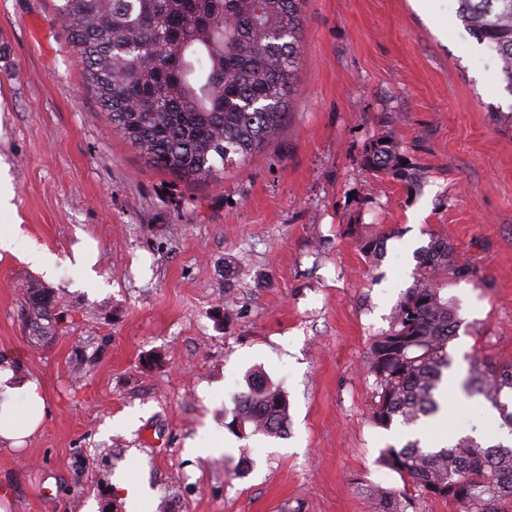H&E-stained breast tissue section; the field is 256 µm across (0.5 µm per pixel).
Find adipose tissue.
<instances>
[{"label":"adipose tissue","instance_id":"1","mask_svg":"<svg viewBox=\"0 0 512 512\" xmlns=\"http://www.w3.org/2000/svg\"><path fill=\"white\" fill-rule=\"evenodd\" d=\"M0 250L24 252L27 261L45 277L56 271V256L27 240L18 225H0ZM46 411L47 400L39 381L25 375L17 361L0 358V444L20 447L40 428Z\"/></svg>","mask_w":512,"mask_h":512}]
</instances>
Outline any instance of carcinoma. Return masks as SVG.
<instances>
[{
    "instance_id": "1",
    "label": "carcinoma",
    "mask_w": 512,
    "mask_h": 512,
    "mask_svg": "<svg viewBox=\"0 0 512 512\" xmlns=\"http://www.w3.org/2000/svg\"><path fill=\"white\" fill-rule=\"evenodd\" d=\"M71 43L86 64L91 90L112 130L148 162L185 183L212 182L264 149L288 120L300 62L305 0H52ZM456 16L498 55L500 77L512 93V0H456ZM392 147L374 144L368 163H393ZM466 278L448 241L422 249L414 282L396 304L389 328L369 345L372 420L405 426L436 414L448 343L458 327L442 293L444 276ZM22 304L30 340L52 339L54 292L27 285ZM512 391V363L477 351L465 390L483 396L512 422L502 401ZM284 390L261 374L232 411L241 438L280 437L288 426ZM381 462L400 474L405 490H377L376 512H404L408 489L450 501L458 512H507L512 506V448L472 438L438 449L409 440L382 450Z\"/></svg>"
}]
</instances>
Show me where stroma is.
I'll list each match as a JSON object with an SVG mask.
<instances>
[{"instance_id": "35a3bbf8", "label": "stroma", "mask_w": 512, "mask_h": 512, "mask_svg": "<svg viewBox=\"0 0 512 512\" xmlns=\"http://www.w3.org/2000/svg\"><path fill=\"white\" fill-rule=\"evenodd\" d=\"M454 0H305L302 63L279 137L222 180L173 179L113 132L51 0H0V188L58 259L44 280L0 254V357L38 378L50 412L0 446L8 512H375L403 490L382 449L512 429L463 382L474 352L512 361V94ZM379 141L398 166L366 158ZM102 285L75 288L79 237ZM446 239L475 271L444 289L458 318L448 427L373 424L369 344ZM384 240L368 259L361 239ZM47 281L67 319L32 345L23 292ZM150 354L161 367L144 368ZM287 393L284 437L228 426L250 374ZM222 450H193L201 429ZM252 464L238 472L241 448ZM151 494L131 505L122 483Z\"/></svg>"}]
</instances>
